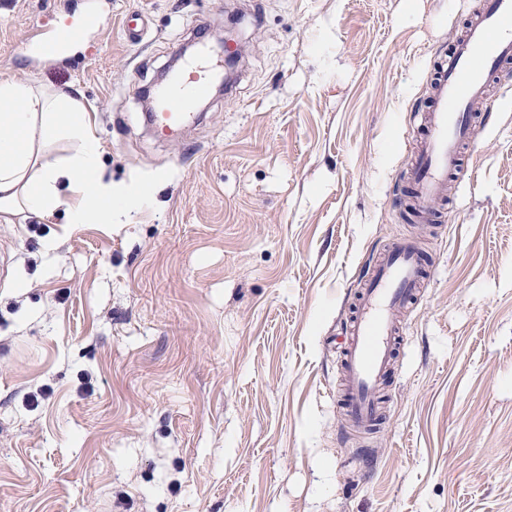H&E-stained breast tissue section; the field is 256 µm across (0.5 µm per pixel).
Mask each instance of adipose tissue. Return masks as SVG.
I'll list each match as a JSON object with an SVG mask.
<instances>
[{"label":"adipose tissue","instance_id":"obj_1","mask_svg":"<svg viewBox=\"0 0 512 512\" xmlns=\"http://www.w3.org/2000/svg\"><path fill=\"white\" fill-rule=\"evenodd\" d=\"M62 140L73 155L50 160ZM113 197L82 103L0 75V216L47 217L63 206L70 223L92 224L111 219Z\"/></svg>","mask_w":512,"mask_h":512}]
</instances>
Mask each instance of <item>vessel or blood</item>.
Wrapping results in <instances>:
<instances>
[{
  "mask_svg": "<svg viewBox=\"0 0 512 512\" xmlns=\"http://www.w3.org/2000/svg\"><path fill=\"white\" fill-rule=\"evenodd\" d=\"M99 24V7L92 2L82 26L27 38L26 50L35 61L62 57L83 31ZM223 66V59L203 54L156 93L150 123L159 136H175L192 119L194 104L210 95L213 76ZM511 80L512 0H479L430 84L406 177L415 222L430 224L437 218L450 177L461 167L462 149L472 142L475 117L492 109L490 87ZM425 273L418 241L401 237L384 248L365 274L343 361L344 408L355 431H368L379 417L378 394L391 372L400 314L419 294Z\"/></svg>",
  "mask_w": 512,
  "mask_h": 512,
  "instance_id": "vessel-or-blood-1",
  "label": "vessel or blood"
}]
</instances>
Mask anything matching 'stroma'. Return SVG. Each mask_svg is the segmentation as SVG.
<instances>
[{
    "instance_id": "stroma-1",
    "label": "stroma",
    "mask_w": 512,
    "mask_h": 512,
    "mask_svg": "<svg viewBox=\"0 0 512 512\" xmlns=\"http://www.w3.org/2000/svg\"><path fill=\"white\" fill-rule=\"evenodd\" d=\"M474 2L111 0L41 65L25 38L87 0H0V74L81 100L120 192L107 223L0 219V512H512V84L436 224L403 178ZM225 28L227 94L157 138L142 91ZM406 236L426 282L358 439L343 332Z\"/></svg>"
}]
</instances>
